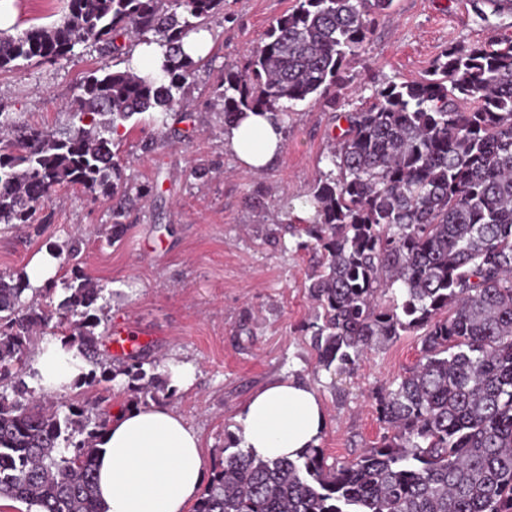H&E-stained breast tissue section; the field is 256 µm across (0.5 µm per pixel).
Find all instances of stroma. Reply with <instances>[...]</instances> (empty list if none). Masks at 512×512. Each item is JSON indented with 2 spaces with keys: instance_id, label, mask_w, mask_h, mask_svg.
<instances>
[{
  "instance_id": "35a3bbf8",
  "label": "stroma",
  "mask_w": 512,
  "mask_h": 512,
  "mask_svg": "<svg viewBox=\"0 0 512 512\" xmlns=\"http://www.w3.org/2000/svg\"><path fill=\"white\" fill-rule=\"evenodd\" d=\"M295 0H224L223 10L204 29L207 54L182 115L159 128L146 112L125 122L120 144L124 184L152 192L128 209L127 229L112 238V201L79 187L57 191L33 224H0V274L24 271L38 253L79 237L77 257L61 255L54 301L66 293L72 265L103 288L101 343L113 331L145 330L142 348L155 372L167 381L165 405L198 430L207 473L224 457L229 436L242 427L237 416L251 394L281 378L308 382L326 415L320 438L328 461H350L386 436L374 396L394 385L420 356L416 333L365 350L349 375L320 367L302 328L315 310L304 288L317 257L285 236L268 241L271 222L292 224L307 206L320 174L329 172L335 111L367 107L376 87L423 77L449 43L485 41L493 32L512 33V16L477 23L465 0H393L378 16L364 47L350 62L336 106L322 99L297 103L283 120L284 153L255 174L224 148V105L215 89L228 69L242 68L272 23ZM67 0H5L10 34L61 18ZM127 67L126 55L79 46L55 63L18 61L0 71V111L29 124L60 129L68 122L67 102L83 78L99 68ZM155 138L152 153L141 143ZM209 166L208 178L193 174ZM185 364L191 377L171 380L170 364Z\"/></svg>"
}]
</instances>
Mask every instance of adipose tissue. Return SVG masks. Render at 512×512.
Masks as SVG:
<instances>
[{"instance_id":"adipose-tissue-1","label":"adipose tissue","mask_w":512,"mask_h":512,"mask_svg":"<svg viewBox=\"0 0 512 512\" xmlns=\"http://www.w3.org/2000/svg\"><path fill=\"white\" fill-rule=\"evenodd\" d=\"M224 148L245 169L264 172L284 150L281 126L270 113L248 112L226 126ZM37 383L63 394L86 371V362L62 342L35 354ZM241 445L261 459L297 458L317 445L325 416L316 391L295 379L258 390L239 415ZM97 490L105 512H187L205 480L198 431L162 405L115 410L97 442Z\"/></svg>"}]
</instances>
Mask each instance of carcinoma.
I'll list each match as a JSON object with an SVG mask.
<instances>
[{
    "label": "carcinoma",
    "instance_id": "1",
    "mask_svg": "<svg viewBox=\"0 0 512 512\" xmlns=\"http://www.w3.org/2000/svg\"><path fill=\"white\" fill-rule=\"evenodd\" d=\"M476 21L512 15V0H468ZM223 0H68L49 25L0 32V69L69 57L80 44L121 54L127 44L166 47L161 76L90 72L72 97L63 131L20 125L0 112V224H31L63 186L120 198L112 240L134 202L122 189L119 142L137 114L168 115L189 88L196 61L184 39ZM392 0H296L241 71L216 89L224 123L246 111L275 119L344 83L350 58ZM331 136L337 173L311 189L315 218L277 224L267 237L303 234L320 254L306 290L308 324L320 366L353 369L365 349L420 332V358L376 398L391 435L348 462L323 449L295 460H263L237 447L192 512H512V35L448 44L429 74L374 90L358 112H341ZM401 286V298L380 296ZM67 296L30 288L24 273L0 276V498L37 512H103L96 490L95 441L110 421L78 397L50 411L23 376L35 325L54 327L89 369L92 388L125 378L152 400L164 390L147 360L131 352L100 357L95 329L103 288L75 266ZM32 291L35 298L24 297Z\"/></svg>",
    "mask_w": 512,
    "mask_h": 512
}]
</instances>
